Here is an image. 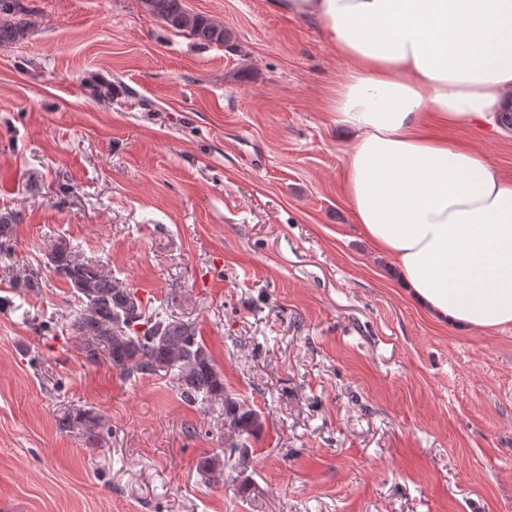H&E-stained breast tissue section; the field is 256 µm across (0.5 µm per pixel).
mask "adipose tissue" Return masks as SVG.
I'll return each instance as SVG.
<instances>
[{
    "label": "adipose tissue",
    "mask_w": 512,
    "mask_h": 512,
    "mask_svg": "<svg viewBox=\"0 0 512 512\" xmlns=\"http://www.w3.org/2000/svg\"><path fill=\"white\" fill-rule=\"evenodd\" d=\"M347 62L329 99L352 131L345 194L408 295L462 330L512 324V176L432 125L495 132L512 95V0H267Z\"/></svg>",
    "instance_id": "1"
}]
</instances>
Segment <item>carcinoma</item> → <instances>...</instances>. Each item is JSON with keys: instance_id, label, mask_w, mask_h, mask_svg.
<instances>
[{"instance_id": "obj_1", "label": "carcinoma", "mask_w": 512, "mask_h": 512, "mask_svg": "<svg viewBox=\"0 0 512 512\" xmlns=\"http://www.w3.org/2000/svg\"><path fill=\"white\" fill-rule=\"evenodd\" d=\"M147 12L175 32H183L204 46H224L232 33L224 24L188 11L182 0H143ZM32 9L23 0H0V48L27 37ZM16 218L0 214V253L12 250ZM48 263L65 281L80 308L68 330L82 355L91 363L104 360L126 376H164L190 403L218 400L224 405V423L237 443L231 451L246 462L248 437L259 426L257 412L224 389V372L210 350L188 324L149 311L136 291L123 285L96 261L80 258L66 241L56 242ZM13 284L27 292L40 288L41 276L18 268Z\"/></svg>"}]
</instances>
